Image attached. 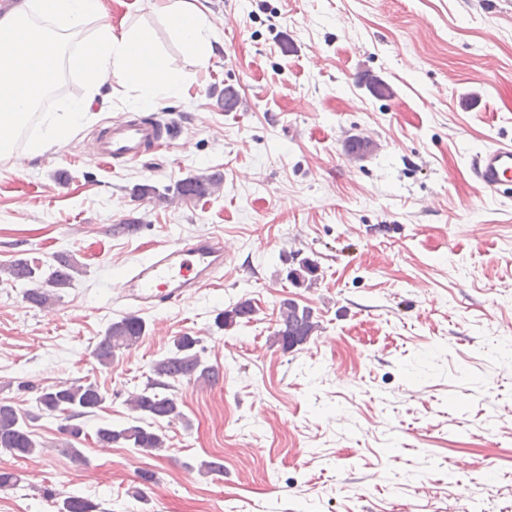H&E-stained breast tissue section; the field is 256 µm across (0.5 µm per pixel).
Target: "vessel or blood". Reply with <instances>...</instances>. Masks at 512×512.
Here are the masks:
<instances>
[{
	"instance_id": "obj_1",
	"label": "vessel or blood",
	"mask_w": 512,
	"mask_h": 512,
	"mask_svg": "<svg viewBox=\"0 0 512 512\" xmlns=\"http://www.w3.org/2000/svg\"><path fill=\"white\" fill-rule=\"evenodd\" d=\"M157 123L114 116L96 143L101 161L139 159L158 143ZM472 173L480 188L493 195L512 194V143L478 152ZM223 242L214 236L176 239L154 245L147 259L125 274V299L145 313L177 305L191 291L212 283L224 268Z\"/></svg>"
}]
</instances>
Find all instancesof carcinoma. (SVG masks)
<instances>
[{"instance_id": "carcinoma-1", "label": "carcinoma", "mask_w": 512, "mask_h": 512, "mask_svg": "<svg viewBox=\"0 0 512 512\" xmlns=\"http://www.w3.org/2000/svg\"><path fill=\"white\" fill-rule=\"evenodd\" d=\"M373 151L372 141L366 137L351 140L348 153L361 159ZM224 176L220 173L190 176L178 182L177 197L201 199L220 189ZM292 265L286 268V279L295 288H309L319 278L318 262L308 256L299 258L289 255ZM57 266L46 279H41V269L25 259H18L7 267V274L15 282L31 285L26 290V300L36 306L45 307L53 299L52 290L71 285V270L74 269L65 257L56 259ZM256 309L251 300L245 298L217 317L223 327L253 320ZM320 329L311 307L286 298L280 302L277 327L273 332V343L283 351H291L306 344ZM145 335V323L135 315H128L112 322L93 349V357L102 366L112 364L116 353L140 342ZM198 339L185 334L173 342V350L163 358L152 362L150 371L154 378L143 389L130 395L128 405L134 416L131 422L120 426H99L95 430L98 442L104 445L120 443L135 451H156L165 447L164 435L158 433L153 424L161 420L182 419L178 401L166 390L184 379L214 386L219 383L218 367L207 364L197 350ZM105 396L98 385L92 382L64 383L46 389L37 398L39 410L67 419L92 415L102 407ZM39 444L32 438L23 417L11 405L0 404V450L15 457L26 458L37 453ZM96 505L89 500L70 496L63 501L60 512H94Z\"/></svg>"}]
</instances>
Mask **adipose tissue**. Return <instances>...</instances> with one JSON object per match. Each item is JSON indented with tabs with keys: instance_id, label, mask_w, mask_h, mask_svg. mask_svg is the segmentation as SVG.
<instances>
[{
	"instance_id": "1",
	"label": "adipose tissue",
	"mask_w": 512,
	"mask_h": 512,
	"mask_svg": "<svg viewBox=\"0 0 512 512\" xmlns=\"http://www.w3.org/2000/svg\"><path fill=\"white\" fill-rule=\"evenodd\" d=\"M157 11L199 66L217 56L199 0H157ZM101 15V0H16L0 13V162L9 169L67 142L91 112L104 110L101 88L108 80L141 90L145 106L180 97L184 79L176 61L159 59L144 29H116ZM66 72L82 78L84 94L41 114L43 99ZM35 123L38 135L19 148Z\"/></svg>"
}]
</instances>
